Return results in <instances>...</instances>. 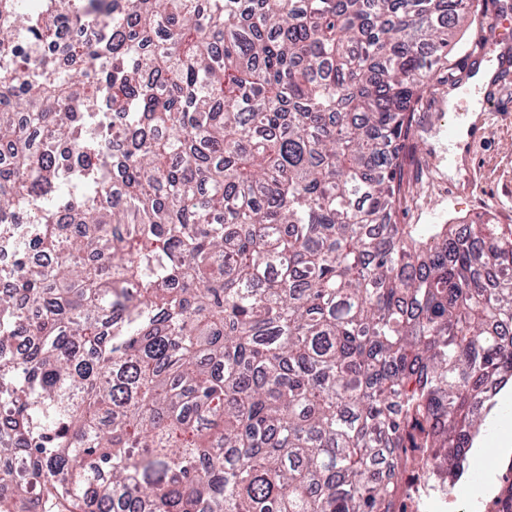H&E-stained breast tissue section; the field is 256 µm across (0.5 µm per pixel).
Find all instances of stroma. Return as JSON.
Returning <instances> with one entry per match:
<instances>
[{
	"label": "stroma",
	"mask_w": 512,
	"mask_h": 512,
	"mask_svg": "<svg viewBox=\"0 0 512 512\" xmlns=\"http://www.w3.org/2000/svg\"><path fill=\"white\" fill-rule=\"evenodd\" d=\"M479 17L465 26L451 51L415 107L412 137L416 152L407 167L411 196L397 214L401 224H468L492 218L512 229V90L504 104L482 108L475 132L465 145L456 174L452 167L448 126L457 113L469 111L475 97L470 79L479 67L512 55V0H481ZM458 91L449 104L450 91ZM512 422L493 416L474 441L469 472L499 473L504 465L497 451Z\"/></svg>",
	"instance_id": "stroma-1"
}]
</instances>
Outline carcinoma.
<instances>
[{
    "mask_svg": "<svg viewBox=\"0 0 512 512\" xmlns=\"http://www.w3.org/2000/svg\"><path fill=\"white\" fill-rule=\"evenodd\" d=\"M473 3L0 0V228L49 256L0 294V512H392L402 450L464 473L512 232L395 215Z\"/></svg>",
    "mask_w": 512,
    "mask_h": 512,
    "instance_id": "1",
    "label": "carcinoma"
}]
</instances>
